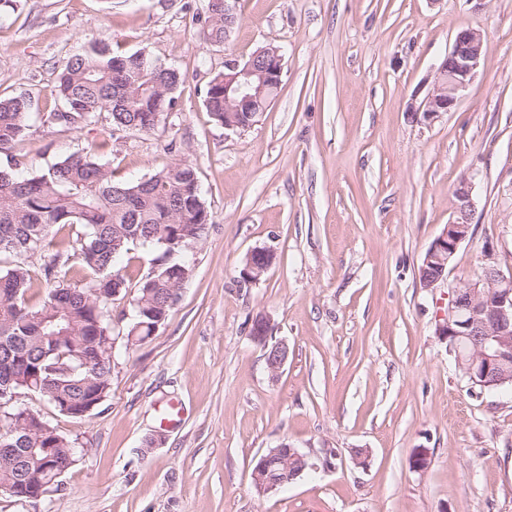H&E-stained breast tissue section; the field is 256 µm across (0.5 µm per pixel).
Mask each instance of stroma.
<instances>
[{
	"instance_id": "stroma-1",
	"label": "stroma",
	"mask_w": 512,
	"mask_h": 512,
	"mask_svg": "<svg viewBox=\"0 0 512 512\" xmlns=\"http://www.w3.org/2000/svg\"><path fill=\"white\" fill-rule=\"evenodd\" d=\"M206 7L22 0L0 16V95L35 102L1 169L16 153L35 173L95 144L135 182L182 159L210 213L204 238L176 256L191 273L168 319L144 344L115 337L101 407L75 419L19 396L81 453L57 490L2 494L0 512H512V389L473 391L436 334L452 289L481 277L485 244L512 271V0H236L221 45L199 35ZM467 27L484 35L478 74L454 111L426 122L412 108ZM94 39L184 73L154 132L103 113L79 130L50 123L57 71ZM268 45L284 59L274 102L247 130L215 124L210 81L226 58ZM465 178L474 235L446 279L421 287L417 267ZM260 248L273 265L244 280ZM157 255L125 256L113 319H133ZM259 317L288 345L276 376L250 334ZM283 443L315 470L257 491L254 460ZM356 448L370 449L368 467Z\"/></svg>"
}]
</instances>
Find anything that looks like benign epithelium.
<instances>
[{
  "label": "benign epithelium",
  "mask_w": 512,
  "mask_h": 512,
  "mask_svg": "<svg viewBox=\"0 0 512 512\" xmlns=\"http://www.w3.org/2000/svg\"><path fill=\"white\" fill-rule=\"evenodd\" d=\"M483 34L473 28L459 30L448 54L441 61L434 89L414 112L427 121L451 112L458 96L475 78L481 66ZM283 56L280 50L263 53L259 50L250 59L231 57L224 62V107L239 112L251 102L281 85ZM453 218L446 229L432 242L424 255L423 266L438 272L420 280L422 287L432 288L449 272L455 254L470 239V216L474 208L473 183L462 179L456 185ZM275 261L270 249L251 251L245 260L243 276L258 280ZM483 276L454 290L448 314L438 324V334L448 339L456 364L471 385L482 384L493 369L512 361V272L499 268L497 254L491 247L483 249ZM265 360L271 373L282 372L288 360V345L279 340L272 345L262 343ZM299 457L294 448L284 456L279 450H267L255 459L252 479L269 463L288 466L289 458Z\"/></svg>",
  "instance_id": "7a95c632"
}]
</instances>
